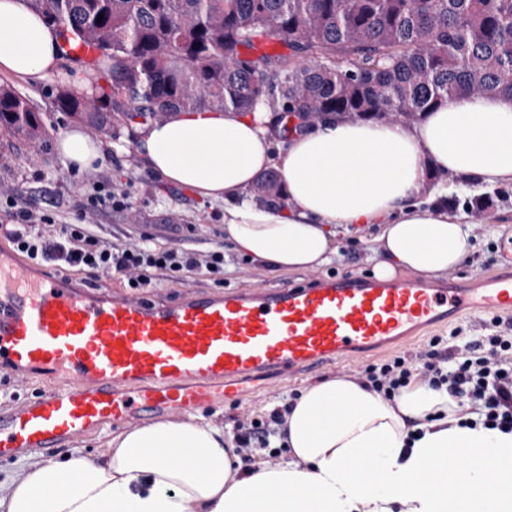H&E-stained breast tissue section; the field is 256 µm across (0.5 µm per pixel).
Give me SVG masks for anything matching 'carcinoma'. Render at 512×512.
Returning a JSON list of instances; mask_svg holds the SVG:
<instances>
[{
    "label": "carcinoma",
    "mask_w": 512,
    "mask_h": 512,
    "mask_svg": "<svg viewBox=\"0 0 512 512\" xmlns=\"http://www.w3.org/2000/svg\"><path fill=\"white\" fill-rule=\"evenodd\" d=\"M82 64L88 96L67 88L61 111L107 134L173 110L418 120L450 102L512 101V0H26ZM103 20H97L98 15ZM283 45L289 53L259 50ZM107 86H100V80ZM37 146L48 129L29 101L0 86V133ZM263 174L250 193L281 197Z\"/></svg>",
    "instance_id": "1"
}]
</instances>
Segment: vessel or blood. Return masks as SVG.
<instances>
[{
	"label": "vessel or blood",
	"instance_id": "b4317fda",
	"mask_svg": "<svg viewBox=\"0 0 512 512\" xmlns=\"http://www.w3.org/2000/svg\"><path fill=\"white\" fill-rule=\"evenodd\" d=\"M512 314V274L480 285L333 277L175 303L91 295L0 255V363L52 380L0 419V461L106 420L192 409L250 382L357 357L463 315Z\"/></svg>",
	"mask_w": 512,
	"mask_h": 512
}]
</instances>
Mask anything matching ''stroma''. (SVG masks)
<instances>
[{
  "mask_svg": "<svg viewBox=\"0 0 512 512\" xmlns=\"http://www.w3.org/2000/svg\"><path fill=\"white\" fill-rule=\"evenodd\" d=\"M78 63L62 60L60 73L50 79L31 83L7 74H0V85L12 87L27 98L48 124L49 134L40 148H32L23 140L0 136V196L12 195L34 211L52 210L56 223L75 221L80 208L83 186L101 178H109L116 187L129 189L126 211L107 212L93 217V230L103 242L132 247L143 235H152L155 242L167 248H188L199 255L224 245V228L220 215L223 204L198 198L193 192L166 185L146 171L134 149L135 132L119 124L113 134L102 136L108 152L104 162L94 169L74 173L66 170L55 150L61 131L76 125L77 120L57 105L59 88L69 86L70 76L79 71ZM493 204L490 218L474 226L470 252L454 275L464 281H480L496 274L512 272V263L503 258L512 249V187L490 188ZM368 231L341 238L340 256L318 273H295L271 276L255 269L233 252L225 254L223 280L205 269H197L174 280L156 276L151 288H130L126 279L106 278L77 271H62L58 266L44 263L35 266L37 274H62L70 284L95 291L106 286L128 300L148 299L172 302L189 295H208L245 288L280 289L309 284L332 276L372 274L374 245ZM484 326L475 317H464L434 329L432 334L413 337L408 343L391 346L359 357L313 370H301L288 378H269L260 387L250 389L242 397L224 400L206 407V414L222 413L225 423L234 433L248 431L254 424L267 420L266 407L271 402H284L298 395L307 383L321 377L349 373L366 374L374 365L404 357L423 364L431 349L432 337H440L448 351L462 355L466 352L465 337L483 334ZM51 380L33 374L16 375L0 364V413L9 411L23 401L51 387Z\"/></svg>",
  "mask_w": 512,
  "mask_h": 512,
  "instance_id": "stroma-1",
  "label": "stroma"
}]
</instances>
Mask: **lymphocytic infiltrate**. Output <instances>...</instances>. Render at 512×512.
<instances>
[{
  "label": "lymphocytic infiltrate",
  "instance_id": "f902f5d3",
  "mask_svg": "<svg viewBox=\"0 0 512 512\" xmlns=\"http://www.w3.org/2000/svg\"><path fill=\"white\" fill-rule=\"evenodd\" d=\"M130 192L109 182L95 183L83 196L78 221L60 225L50 237L34 232L37 224L54 222L52 213H36L17 199L0 196V214L13 229L10 238L17 250L36 264L52 262L63 269L121 275L136 271L133 288L149 287L155 273L174 278L199 262L190 249L164 248L144 236L141 244L123 248L102 243L92 232L89 219L103 212H121L129 205ZM465 358H439L422 371L434 386L447 387L450 396L480 406L485 425L512 431V339L491 333L471 340ZM415 368L407 359L370 367L367 379L385 398H393L412 379Z\"/></svg>",
  "mask_w": 512,
  "mask_h": 512
}]
</instances>
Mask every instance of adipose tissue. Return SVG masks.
Returning a JSON list of instances; mask_svg holds the SVG:
<instances>
[{
    "mask_svg": "<svg viewBox=\"0 0 512 512\" xmlns=\"http://www.w3.org/2000/svg\"><path fill=\"white\" fill-rule=\"evenodd\" d=\"M60 38L24 0H0V73L52 77ZM273 112L173 111L141 127L135 150L164 184L223 204L224 239L266 274L327 265L336 242L369 229L376 276L459 267L471 227L448 183L512 185V103L473 96L415 123L330 120L274 144ZM63 166L106 149L79 127L60 133ZM277 169L282 202L248 195ZM444 180L432 181L434 171ZM283 459L245 461L224 422L168 414L106 434L94 456L31 453L0 481V512H512V432L415 379L387 401L358 374L329 376L278 405Z\"/></svg>",
    "mask_w": 512,
    "mask_h": 512,
    "instance_id": "1",
    "label": "adipose tissue"
}]
</instances>
